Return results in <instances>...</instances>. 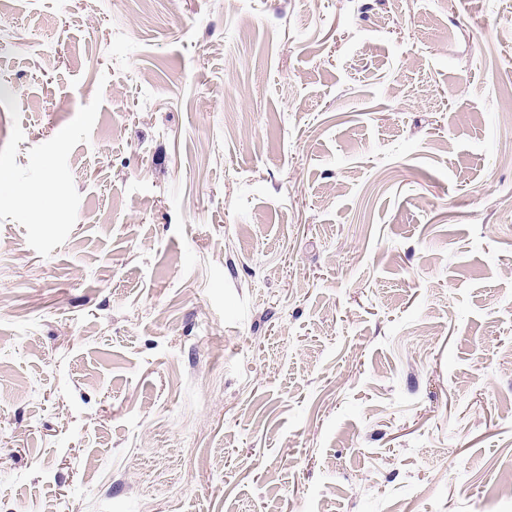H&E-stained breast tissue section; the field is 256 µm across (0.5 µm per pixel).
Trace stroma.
Wrapping results in <instances>:
<instances>
[{
  "label": "stroma",
  "instance_id": "35a3bbf8",
  "mask_svg": "<svg viewBox=\"0 0 512 512\" xmlns=\"http://www.w3.org/2000/svg\"><path fill=\"white\" fill-rule=\"evenodd\" d=\"M510 113L512 0H0V512H512Z\"/></svg>",
  "mask_w": 512,
  "mask_h": 512
}]
</instances>
